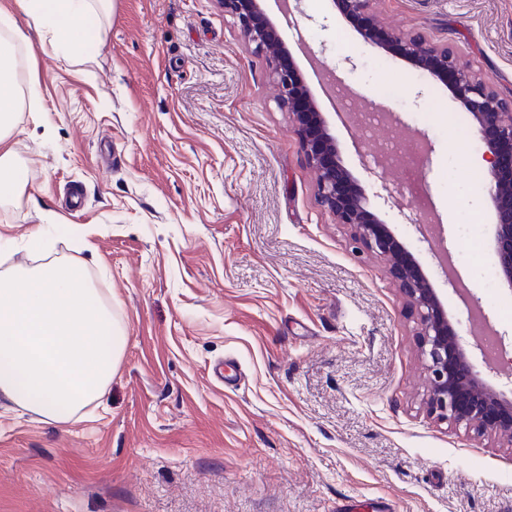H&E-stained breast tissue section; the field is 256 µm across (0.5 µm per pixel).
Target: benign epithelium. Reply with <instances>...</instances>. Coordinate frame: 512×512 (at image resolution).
Returning a JSON list of instances; mask_svg holds the SVG:
<instances>
[{
  "label": "benign epithelium",
  "instance_id": "benign-epithelium-1",
  "mask_svg": "<svg viewBox=\"0 0 512 512\" xmlns=\"http://www.w3.org/2000/svg\"><path fill=\"white\" fill-rule=\"evenodd\" d=\"M264 0H219L239 22L248 41L264 53L280 89L281 105L292 116L307 162L319 175L321 202L336 222L351 229L353 239L389 266L415 317L420 354L428 371L425 404L434 419L463 426L512 447V398L489 384L472 362L468 344L410 251L354 192L353 173L340 160V146L315 95L293 62L281 65L288 49L267 16ZM343 14L361 20L358 34L367 43L390 50L442 80L452 97L469 112L486 144L489 201L494 212L490 246L498 272L512 291V102L491 81L455 58L448 45L422 33L400 34L378 20L376 0H331Z\"/></svg>",
  "mask_w": 512,
  "mask_h": 512
}]
</instances>
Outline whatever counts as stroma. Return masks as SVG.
I'll list each match as a JSON object with an SVG mask.
<instances>
[{
  "instance_id": "1",
  "label": "stroma",
  "mask_w": 512,
  "mask_h": 512,
  "mask_svg": "<svg viewBox=\"0 0 512 512\" xmlns=\"http://www.w3.org/2000/svg\"><path fill=\"white\" fill-rule=\"evenodd\" d=\"M93 64L23 44L42 109L16 157L36 208L0 223L29 266L39 233L82 261L126 329L98 406L62 427L0 407V512H512V448L426 412L416 324L398 282L355 253L317 195L264 56L217 0H112ZM380 21L447 44L512 99V0H376ZM267 13L413 153L364 170L359 125L332 123L371 211L469 329L502 337L477 369L512 389V292L486 246L489 181L469 113L428 72L365 43L330 0ZM433 212L412 225L404 178ZM448 250L440 266L428 244ZM455 283H448L447 272ZM223 362L226 383L210 369Z\"/></svg>"
}]
</instances>
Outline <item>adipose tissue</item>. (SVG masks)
<instances>
[{
	"mask_svg": "<svg viewBox=\"0 0 512 512\" xmlns=\"http://www.w3.org/2000/svg\"><path fill=\"white\" fill-rule=\"evenodd\" d=\"M112 0H0V201L27 205L14 157L15 114L37 111L19 94L17 45L36 35L64 57L91 61L76 40L104 30ZM125 329L94 288L85 267L49 260L0 272V396L15 409L57 426L81 418L110 385L123 355Z\"/></svg>",
	"mask_w": 512,
	"mask_h": 512,
	"instance_id": "obj_1",
	"label": "adipose tissue"
}]
</instances>
